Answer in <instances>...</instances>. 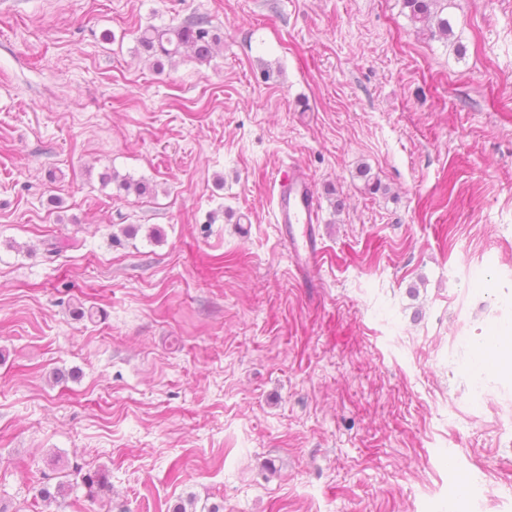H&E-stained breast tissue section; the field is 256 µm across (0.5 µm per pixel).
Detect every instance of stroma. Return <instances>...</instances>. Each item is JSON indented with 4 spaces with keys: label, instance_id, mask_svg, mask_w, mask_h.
<instances>
[{
    "label": "stroma",
    "instance_id": "35a3bbf8",
    "mask_svg": "<svg viewBox=\"0 0 512 512\" xmlns=\"http://www.w3.org/2000/svg\"><path fill=\"white\" fill-rule=\"evenodd\" d=\"M447 3L0 0V512H512V376L452 340L512 321V0ZM191 16L209 61L138 52ZM441 1L445 2V0H403V3L405 8H409L412 20L425 23L435 17L439 34L448 36V32L451 30L450 23L448 18L440 16L448 4L440 3ZM431 6L435 7L433 12L431 11ZM274 219L287 244L305 287L312 288V276L321 260L316 223L318 200L313 186L295 164L279 168L274 178ZM73 473L66 472L63 477L69 478L74 476V480L80 478L81 483L88 489V493L93 495L98 489L104 487L108 482L107 474L103 471H85L82 473V467H76Z\"/></svg>",
    "mask_w": 512,
    "mask_h": 512
}]
</instances>
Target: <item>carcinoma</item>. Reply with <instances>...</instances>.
<instances>
[{
  "label": "carcinoma",
  "instance_id": "1",
  "mask_svg": "<svg viewBox=\"0 0 512 512\" xmlns=\"http://www.w3.org/2000/svg\"><path fill=\"white\" fill-rule=\"evenodd\" d=\"M403 3L409 8L412 20L425 23L434 17L439 34L446 36L450 32L448 19L440 16V11L445 9L441 0H403ZM137 42L144 54L157 59L164 57L171 60L189 50L198 61L204 62L212 57L218 38L208 28V21L193 16L176 26H147L140 32ZM71 476L80 480L91 495L108 482L107 474L103 471L84 472L77 467L73 472L65 473L67 480L59 482L55 489H50L47 484L40 487V498L52 501L62 495L65 488L71 486Z\"/></svg>",
  "mask_w": 512,
  "mask_h": 512
}]
</instances>
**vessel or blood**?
<instances>
[{
    "label": "vessel or blood",
    "mask_w": 512,
    "mask_h": 512,
    "mask_svg": "<svg viewBox=\"0 0 512 512\" xmlns=\"http://www.w3.org/2000/svg\"><path fill=\"white\" fill-rule=\"evenodd\" d=\"M274 219L305 286L321 260L316 223L318 200L303 171L294 164L279 168L273 183Z\"/></svg>",
    "instance_id": "1"
}]
</instances>
